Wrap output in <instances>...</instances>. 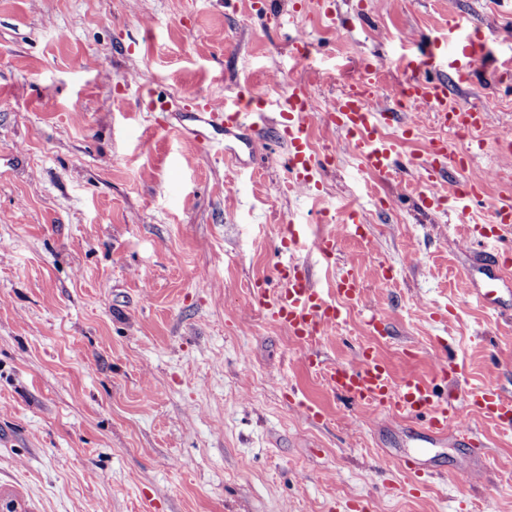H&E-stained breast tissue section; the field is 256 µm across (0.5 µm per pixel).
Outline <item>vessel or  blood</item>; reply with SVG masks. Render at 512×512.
Instances as JSON below:
<instances>
[{
    "label": "vessel or blood",
    "mask_w": 512,
    "mask_h": 512,
    "mask_svg": "<svg viewBox=\"0 0 512 512\" xmlns=\"http://www.w3.org/2000/svg\"><path fill=\"white\" fill-rule=\"evenodd\" d=\"M434 54L426 58L406 60L405 66L414 75L403 84L402 98L414 105L433 111L441 128L480 131L486 126L484 111L465 107L448 99V86L442 80L421 78L419 69L431 66ZM453 84L472 85L477 77L503 79L512 68L496 67L489 63L475 43H468L460 59L451 64ZM379 75L377 63L369 62L360 68L356 78L349 83L323 115L324 122L332 129L344 131L352 137L359 156L368 169L385 174L402 167L403 162L380 133L382 125L407 124L405 113L385 107L374 83ZM203 110L209 114H223L225 128H238L249 118L242 105L240 93L226 92L218 100H206ZM310 110L309 98L304 85L291 87L288 93V110L284 113L283 129L289 150L282 164L291 174L294 185L311 187L313 175L320 161L312 152L308 140L305 119ZM468 167L467 156L453 151L446 141L432 140L423 161L417 162L416 171L426 192L422 196L425 205H433L438 196L436 187L442 185L450 171ZM491 224L494 228L491 241H499L503 233L512 230V183L502 184L500 198L491 208ZM281 286L277 290L256 288L251 292V303L267 311L278 323L287 326L291 335L310 339L329 325L335 324L341 311L329 301L323 289L310 281L302 267L287 263L280 272ZM363 286L355 272L349 271L336 282L337 293L346 302L360 299ZM328 386L344 393L361 404H369L388 411L396 422L426 416L427 431L433 439H441L447 433L449 420H457L463 432L472 427L465 422L467 413L476 412L503 430H512V396L504 395L490 385L471 389L458 405L450 407L437 400L427 382L418 378L404 380L393 385L386 363L370 353H362L357 364L328 369L324 374Z\"/></svg>",
    "instance_id": "1"
}]
</instances>
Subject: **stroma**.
I'll use <instances>...</instances> for the list:
<instances>
[{
	"mask_svg": "<svg viewBox=\"0 0 512 512\" xmlns=\"http://www.w3.org/2000/svg\"><path fill=\"white\" fill-rule=\"evenodd\" d=\"M452 13L512 57L484 26L512 23V0H0V512H512V432L470 415L477 457L457 431L427 442L323 377L368 347L392 382L457 403L482 383L512 393V294L486 308L462 288L478 254L454 202L425 208L410 174L370 172L317 117L376 55L397 108L399 57ZM296 32L311 44L301 63L285 50ZM297 80L310 144L331 157L317 201L262 156ZM238 88L264 99L253 126L198 118ZM448 93L487 112L463 175L484 185L465 217L478 238L512 179L494 144L512 132V86ZM412 114V136L385 130L401 157L440 135L458 145ZM350 205L361 235L296 259L327 289L354 269L362 298L297 340L250 290L278 284L282 225L316 233ZM412 452L431 473L417 489L397 466Z\"/></svg>",
	"mask_w": 512,
	"mask_h": 512,
	"instance_id": "1",
	"label": "stroma"
}]
</instances>
